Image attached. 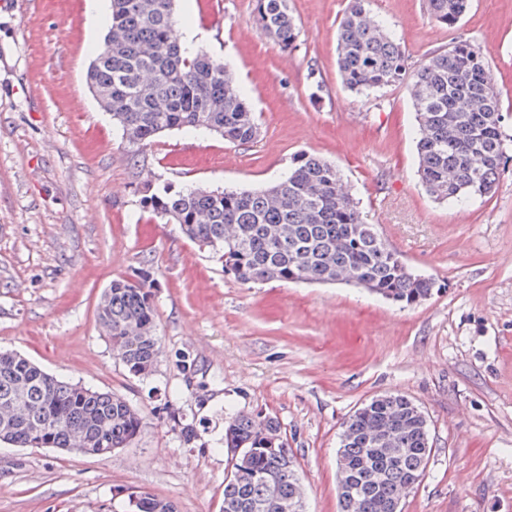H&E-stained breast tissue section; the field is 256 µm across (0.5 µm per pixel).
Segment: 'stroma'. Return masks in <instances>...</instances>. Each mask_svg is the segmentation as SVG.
I'll return each mask as SVG.
<instances>
[{"mask_svg":"<svg viewBox=\"0 0 512 512\" xmlns=\"http://www.w3.org/2000/svg\"><path fill=\"white\" fill-rule=\"evenodd\" d=\"M0 7V351L58 379L123 397L142 427L102 456L0 442V512H130L131 493L177 512H223L228 411L276 418L308 512H340L336 452L345 418L384 393L425 412L431 457L402 512H512V158L492 196L435 201L417 176L405 84L357 94L337 66L350 0H290L285 48L254 0H176L173 35L228 64L258 123L248 144L215 134L123 138L86 69L109 0ZM408 68L459 41L481 48L512 135V0H472L431 21L424 0H371ZM339 167L390 249L434 282L400 307L344 284L243 285L144 204L163 188H264L294 156ZM149 271L162 355L139 379L96 318L112 280ZM195 361L177 370L178 354ZM179 396L169 400V387Z\"/></svg>","mask_w":512,"mask_h":512,"instance_id":"1","label":"stroma"}]
</instances>
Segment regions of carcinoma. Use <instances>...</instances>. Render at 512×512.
<instances>
[{"label": "carcinoma", "mask_w": 512, "mask_h": 512, "mask_svg": "<svg viewBox=\"0 0 512 512\" xmlns=\"http://www.w3.org/2000/svg\"><path fill=\"white\" fill-rule=\"evenodd\" d=\"M173 0H111L107 43L89 65L88 87L114 114L127 141L165 131H204L245 145L258 133L254 112L224 63L171 39ZM368 0H351L338 28L337 64L355 93L404 82L417 121L418 175L434 199L465 205L493 190L507 154L499 93L478 47L460 41L432 52L411 71L393 32L367 17ZM470 0H427L439 24L459 22ZM265 31L283 47L299 29L288 0H255ZM155 216L216 255L241 284L271 281L361 286L403 308L431 296V278L415 272L365 223L341 171L301 153L288 175L264 189L165 188L145 199ZM143 271L112 281L97 319L112 350L135 377L152 375L162 355L151 288ZM141 418L122 397L60 381L15 352H0V440L32 446L46 434L52 448L78 438L102 453L126 447ZM271 417L229 413L221 447L241 449L242 472L224 479V512H286L303 489L287 442L272 452ZM428 421L411 399L383 394L343 423L336 455L340 512H400L429 463ZM368 482L349 494L355 478Z\"/></svg>", "instance_id": "1"}]
</instances>
